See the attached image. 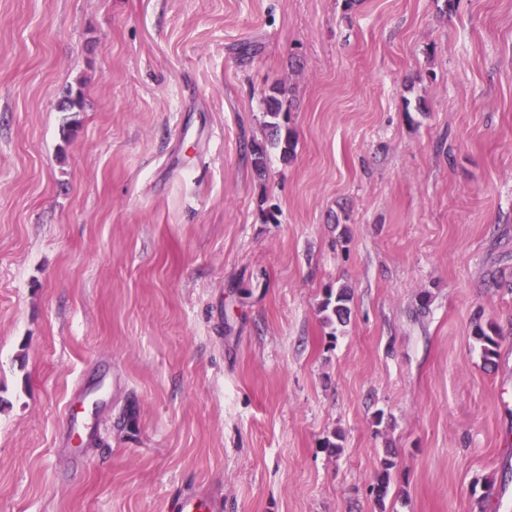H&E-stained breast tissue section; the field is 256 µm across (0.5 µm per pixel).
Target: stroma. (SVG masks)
Segmentation results:
<instances>
[{
  "label": "stroma",
  "instance_id": "35a3bbf8",
  "mask_svg": "<svg viewBox=\"0 0 512 512\" xmlns=\"http://www.w3.org/2000/svg\"><path fill=\"white\" fill-rule=\"evenodd\" d=\"M505 399L512 0H0V512H512ZM352 300L351 290L346 286L336 288L334 294L333 289H328L327 295L322 302V312L326 313L325 322L340 325L346 324L351 317L352 309L350 306ZM473 334L482 344V355L486 364L495 365L498 357V342L496 337L499 336V329L493 322L483 324L481 317H477L473 326ZM396 466L394 460L386 457L380 462V469L377 471L372 492L375 494V499L378 504L384 505L390 490L391 470Z\"/></svg>",
  "mask_w": 512,
  "mask_h": 512
}]
</instances>
